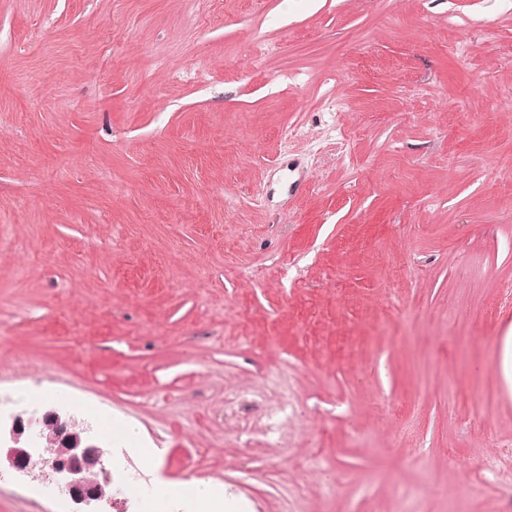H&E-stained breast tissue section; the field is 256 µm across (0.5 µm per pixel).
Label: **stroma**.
<instances>
[{
	"instance_id": "1",
	"label": "stroma",
	"mask_w": 512,
	"mask_h": 512,
	"mask_svg": "<svg viewBox=\"0 0 512 512\" xmlns=\"http://www.w3.org/2000/svg\"><path fill=\"white\" fill-rule=\"evenodd\" d=\"M509 86L512 0H0V390L43 374L155 449L104 453L109 512L190 479L499 512ZM237 392L293 401L284 447ZM0 472V512H56Z\"/></svg>"
}]
</instances>
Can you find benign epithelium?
<instances>
[{
	"label": "benign epithelium",
	"instance_id": "7a95c632",
	"mask_svg": "<svg viewBox=\"0 0 512 512\" xmlns=\"http://www.w3.org/2000/svg\"><path fill=\"white\" fill-rule=\"evenodd\" d=\"M41 424L53 434L51 442L56 446V454L47 461V465L59 477L62 490L68 492L77 504L104 499L110 480L106 477L101 483L93 477L91 468L97 466L103 473L106 469L100 447L92 443L88 436L89 428L79 425L74 419L63 420L53 412L45 414ZM24 431V421L18 416L11 428L13 446L9 447L7 458L21 470L31 458L30 447L20 445Z\"/></svg>",
	"mask_w": 512,
	"mask_h": 512
}]
</instances>
